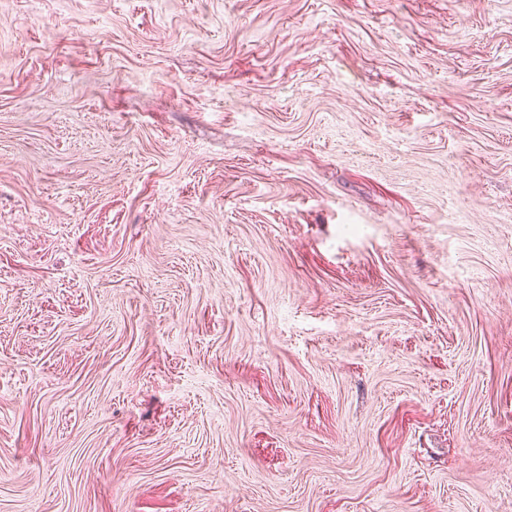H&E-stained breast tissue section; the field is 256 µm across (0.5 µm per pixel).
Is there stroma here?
Listing matches in <instances>:
<instances>
[{"label":"stroma","instance_id":"stroma-1","mask_svg":"<svg viewBox=\"0 0 512 512\" xmlns=\"http://www.w3.org/2000/svg\"><path fill=\"white\" fill-rule=\"evenodd\" d=\"M0 512H512V0H0Z\"/></svg>","mask_w":512,"mask_h":512}]
</instances>
